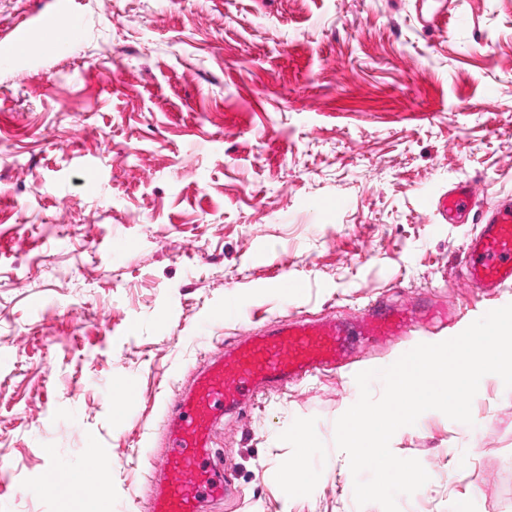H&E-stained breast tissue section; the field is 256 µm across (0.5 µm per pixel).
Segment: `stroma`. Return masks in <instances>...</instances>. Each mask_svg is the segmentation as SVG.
<instances>
[{
    "label": "stroma",
    "mask_w": 512,
    "mask_h": 512,
    "mask_svg": "<svg viewBox=\"0 0 512 512\" xmlns=\"http://www.w3.org/2000/svg\"><path fill=\"white\" fill-rule=\"evenodd\" d=\"M71 4L78 37L0 56V512H56L48 448L107 454L109 512H148L163 407L217 345L437 301L449 325L366 343L212 438L233 492L207 512H382L334 444L356 374L512 303L463 277L481 204L512 202V0ZM54 5L0 0V41ZM460 181L479 205L442 223L426 202ZM471 412L394 434L430 476L400 512H512V389L486 378ZM299 425L322 473L303 493L280 479Z\"/></svg>",
    "instance_id": "35a3bbf8"
}]
</instances>
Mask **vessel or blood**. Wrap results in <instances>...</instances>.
Returning a JSON list of instances; mask_svg holds the SVG:
<instances>
[{
  "label": "vessel or blood",
  "mask_w": 512,
  "mask_h": 512,
  "mask_svg": "<svg viewBox=\"0 0 512 512\" xmlns=\"http://www.w3.org/2000/svg\"><path fill=\"white\" fill-rule=\"evenodd\" d=\"M79 27L69 0H58L55 10L16 30L12 43L1 49L11 51L31 35H38L47 47L75 36ZM476 199L470 183L444 193L436 208L445 223L469 213ZM470 284L485 292L512 287V204L499 203L482 213V227L471 243L466 259ZM447 308L433 306L421 315L407 308L375 306L356 325L333 319L301 320L255 334L249 341L218 354L194 379L185 400L169 415L176 428L163 460L174 478L157 490L150 512H200L202 499L224 497V479L217 476L210 448L213 431L225 410L264 390L287 385L289 381L338 369L347 351L358 340L377 336H409L419 325L445 321ZM112 461L101 456L94 463L62 468L46 462L39 484L56 492L66 487L80 493L84 479L110 474Z\"/></svg>",
  "instance_id": "1"
}]
</instances>
